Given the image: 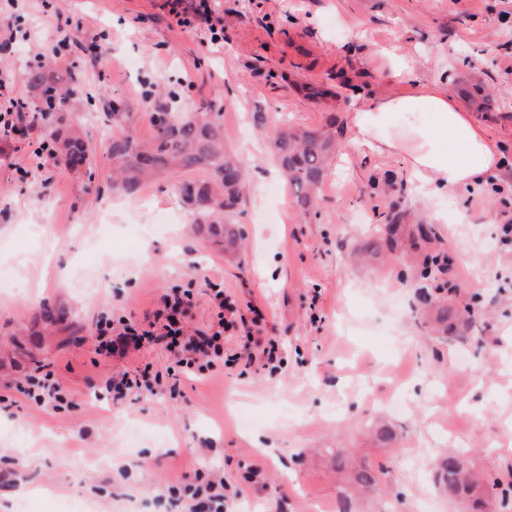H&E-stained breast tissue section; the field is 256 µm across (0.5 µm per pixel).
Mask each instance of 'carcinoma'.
Returning a JSON list of instances; mask_svg holds the SVG:
<instances>
[{
  "label": "carcinoma",
  "instance_id": "carcinoma-1",
  "mask_svg": "<svg viewBox=\"0 0 512 512\" xmlns=\"http://www.w3.org/2000/svg\"><path fill=\"white\" fill-rule=\"evenodd\" d=\"M27 82L37 92L34 101L27 104L33 117L46 116L73 94L54 81L46 65L37 64L27 71ZM461 92L476 112L491 110L493 99L477 85L463 88ZM271 151L279 162L293 202L300 212L306 214L313 206L314 195L320 189L329 162L336 152V138L327 132H317L291 125H282L274 130ZM38 151L55 157L58 152L65 154L69 170L78 174L83 169H92L90 153L82 137L71 131L68 136L59 130L49 129L38 145ZM114 173V188L123 193H133L157 174L167 170L200 172L203 178L184 181L182 186L192 190L195 207L182 199L183 204L194 215V224L199 233L218 241H224V250L237 247L242 238L237 225L236 208L245 183L243 169L235 156L224 150V127L222 112L209 104L199 112L175 116V120L163 132H156L150 140H140L133 133L112 139L109 149ZM402 217L389 214L379 232L384 240L393 245L401 230ZM444 269L436 256L422 258L420 277L435 281ZM424 301L428 304L432 328L442 336H448V322L455 316L450 300L444 295L433 296L426 291ZM336 459V470L346 473L347 482L358 489L371 490L383 480L385 470L368 465L357 467L347 465L343 450L330 451ZM439 485L456 495L463 502H470L477 508L484 503V497L491 496L506 506L512 501V484L500 482L483 483L470 472L463 459L453 452L444 454L436 466Z\"/></svg>",
  "mask_w": 512,
  "mask_h": 512
}]
</instances>
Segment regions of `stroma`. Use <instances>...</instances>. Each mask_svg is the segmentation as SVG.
Wrapping results in <instances>:
<instances>
[{"label": "stroma", "instance_id": "stroma-1", "mask_svg": "<svg viewBox=\"0 0 512 512\" xmlns=\"http://www.w3.org/2000/svg\"><path fill=\"white\" fill-rule=\"evenodd\" d=\"M165 2L22 0L0 11L28 34L0 49L9 95L33 99L36 53L74 91L48 122L25 118L24 138L0 141V277L17 286L0 292V512H166L159 484L198 470L239 489L227 512H339L332 448L385 471L353 512H463L431 464L447 451L512 483V243L499 234L512 219V0H209L219 45L177 25ZM389 46L415 58L419 79L445 71L453 94L465 81L492 88L494 109L476 119L506 173L428 200L402 158L354 141L359 97L386 89L369 58ZM115 100L128 114L120 124ZM203 103L221 108L224 144L246 174L233 252L192 232L176 191L187 173L112 190L114 137L151 139L155 109ZM284 120L340 146L306 215L270 151ZM50 127L82 131L93 176L33 155ZM390 213L428 225L422 249L448 268L460 335L438 338L422 319L416 255L384 246L372 263L353 260ZM209 279L233 308L225 364L176 379L165 343L98 353L101 316L148 326L174 288L193 289L189 333L210 331ZM48 307L64 320L44 321ZM271 339L282 346L275 373L261 359ZM146 367L163 376L157 393L101 398L108 379ZM39 368L73 407L20 393ZM381 425L391 444L372 440Z\"/></svg>", "mask_w": 512, "mask_h": 512}]
</instances>
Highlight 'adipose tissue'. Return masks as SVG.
Listing matches in <instances>:
<instances>
[{"instance_id":"obj_1","label":"adipose tissue","mask_w":512,"mask_h":512,"mask_svg":"<svg viewBox=\"0 0 512 512\" xmlns=\"http://www.w3.org/2000/svg\"><path fill=\"white\" fill-rule=\"evenodd\" d=\"M370 62L400 89L361 102L352 118L354 137L372 150L401 156L419 194L435 198L473 188L503 169L501 147L460 106L444 75L416 80L412 56L393 48L377 50ZM425 112L430 121L422 120Z\"/></svg>"}]
</instances>
